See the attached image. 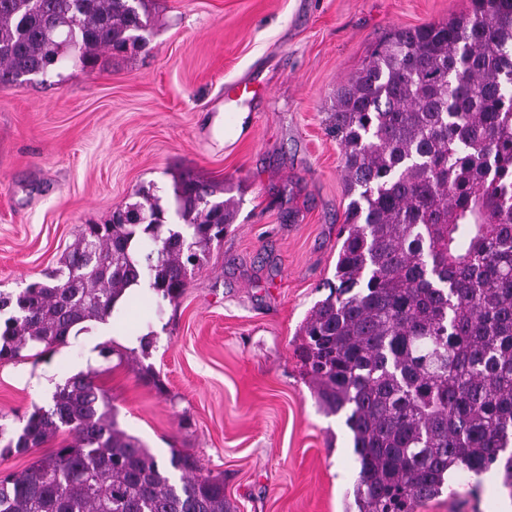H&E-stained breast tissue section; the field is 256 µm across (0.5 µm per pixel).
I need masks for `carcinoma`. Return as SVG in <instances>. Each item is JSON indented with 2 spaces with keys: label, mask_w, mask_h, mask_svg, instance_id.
I'll return each instance as SVG.
<instances>
[{
  "label": "carcinoma",
  "mask_w": 512,
  "mask_h": 512,
  "mask_svg": "<svg viewBox=\"0 0 512 512\" xmlns=\"http://www.w3.org/2000/svg\"><path fill=\"white\" fill-rule=\"evenodd\" d=\"M149 0H0V86L73 52L148 44ZM327 126L352 199L327 298L294 355L319 407L345 414L359 462L355 512H417L460 473L493 469L512 497V0H471L447 22L396 30L336 89ZM232 191L181 176L176 215L150 196L85 224L46 281L0 294V360L21 361L105 322L149 281L175 303L234 223ZM3 450L65 435L21 474L0 476V512H235L224 476L187 455L170 468L120 428L94 372L22 417ZM182 471L179 481L170 470Z\"/></svg>",
  "instance_id": "obj_1"
}]
</instances>
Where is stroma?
Listing matches in <instances>:
<instances>
[{
	"mask_svg": "<svg viewBox=\"0 0 512 512\" xmlns=\"http://www.w3.org/2000/svg\"><path fill=\"white\" fill-rule=\"evenodd\" d=\"M469 0H150L145 50L0 88V292L60 266L82 225L141 190L174 211L183 173L233 185L237 215L178 303L145 294L117 348L96 323L38 358L0 362V423L48 407L43 378L97 371L120 427L160 463L223 474L236 512H344L359 470L340 415L320 409L294 355L334 278L350 202L327 130L336 89L391 30L453 19ZM248 100L224 109L226 86ZM111 356H102L106 347ZM151 367L163 391L144 385ZM420 512H512L498 479L471 477ZM98 331L100 336H110L117 338L126 348L128 349H136L143 342L140 341L141 336H146L147 329H144L138 333H128L122 330H118L113 324L112 327L110 323H101L98 326Z\"/></svg>",
	"mask_w": 512,
	"mask_h": 512,
	"instance_id": "stroma-1",
	"label": "stroma"
}]
</instances>
